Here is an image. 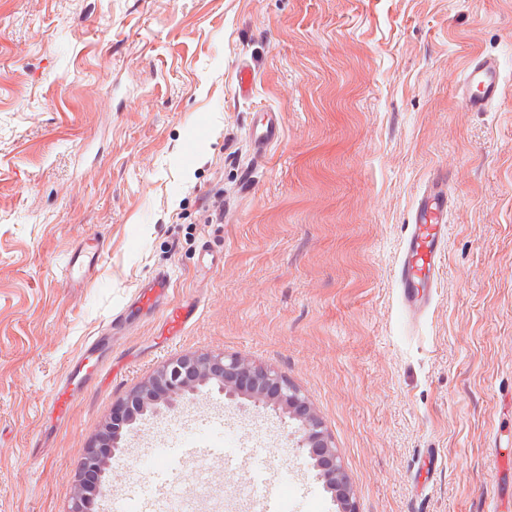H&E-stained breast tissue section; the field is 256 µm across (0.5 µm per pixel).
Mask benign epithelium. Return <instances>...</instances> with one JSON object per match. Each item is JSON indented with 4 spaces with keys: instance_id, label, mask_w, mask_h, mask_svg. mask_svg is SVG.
I'll use <instances>...</instances> for the list:
<instances>
[{
    "instance_id": "obj_1",
    "label": "benign epithelium",
    "mask_w": 512,
    "mask_h": 512,
    "mask_svg": "<svg viewBox=\"0 0 512 512\" xmlns=\"http://www.w3.org/2000/svg\"><path fill=\"white\" fill-rule=\"evenodd\" d=\"M206 385L218 387L231 400L262 403L294 420L296 447L307 450L309 464L332 493L338 512H357L336 448L307 399L285 375L246 357L223 353L179 357L162 366L116 404L103 443L88 448L82 458L70 512H91L93 496L87 493L90 486H95L100 496L108 492L102 477L110 461L101 448L106 446L112 453L120 450L123 429L131 428L138 417L163 408L173 410L187 395Z\"/></svg>"
}]
</instances>
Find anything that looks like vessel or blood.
I'll return each instance as SVG.
<instances>
[{"instance_id":"vessel-or-blood-1","label":"vessel or blood","mask_w":512,"mask_h":512,"mask_svg":"<svg viewBox=\"0 0 512 512\" xmlns=\"http://www.w3.org/2000/svg\"><path fill=\"white\" fill-rule=\"evenodd\" d=\"M500 69L497 60L478 56L472 59L461 84L458 95L464 106L471 111L482 112L498 99ZM281 136V124L276 112H263L255 126L254 138L259 149H267ZM445 176L434 177L419 195L413 221L404 239L402 255L395 271V282L400 292L402 310L407 319H415L421 311L416 290L421 279L433 277L437 263L447 246L448 211L453 198L447 190ZM103 254L97 240L91 239L72 251L65 260L62 270L73 286L83 287L94 266ZM170 277L166 271L155 272L145 284L136 299L135 309H122L111 317L105 328L89 343L85 344L77 358L72 360L62 378L50 407L55 416H65L72 400L93 380L96 367L94 356L112 341L114 330L122 328L131 312H150L155 305L168 297ZM173 485L172 473H165L159 481L154 495H139L128 492L114 499L111 512H154L157 500L165 498Z\"/></svg>"}]
</instances>
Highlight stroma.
Returning <instances> with one entry per match:
<instances>
[{"label": "stroma", "instance_id": "1", "mask_svg": "<svg viewBox=\"0 0 512 512\" xmlns=\"http://www.w3.org/2000/svg\"><path fill=\"white\" fill-rule=\"evenodd\" d=\"M475 55L501 63L485 112L458 97ZM263 109L282 136L260 154ZM439 173L446 253L409 322L395 269ZM218 198L223 223H200ZM93 237L102 259L72 287L65 257ZM158 270L169 306L127 325L52 424L69 362ZM220 352L308 398L357 512H512V0H0V512H68L114 404L172 358ZM187 405L196 420L137 421L98 507L126 493V460L150 481L152 448L188 439L260 454L183 462L167 512H260L259 474L288 512H337L287 417L212 386Z\"/></svg>", "mask_w": 512, "mask_h": 512}]
</instances>
